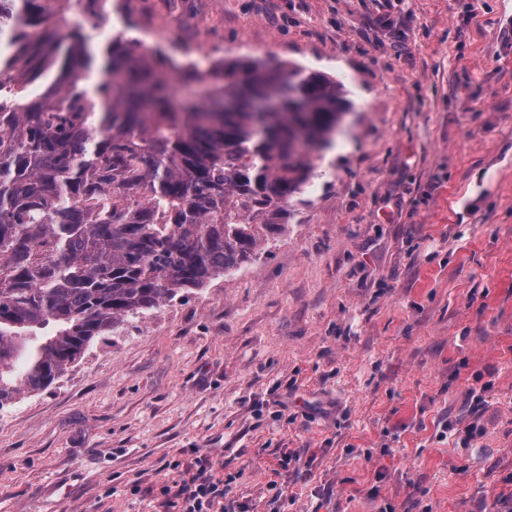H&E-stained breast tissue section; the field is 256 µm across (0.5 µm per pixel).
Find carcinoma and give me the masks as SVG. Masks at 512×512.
I'll return each instance as SVG.
<instances>
[{
  "label": "carcinoma",
  "mask_w": 512,
  "mask_h": 512,
  "mask_svg": "<svg viewBox=\"0 0 512 512\" xmlns=\"http://www.w3.org/2000/svg\"><path fill=\"white\" fill-rule=\"evenodd\" d=\"M82 6L0 0V409L284 233L353 107L299 65L96 43Z\"/></svg>",
  "instance_id": "1"
}]
</instances>
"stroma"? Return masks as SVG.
<instances>
[{
  "mask_svg": "<svg viewBox=\"0 0 512 512\" xmlns=\"http://www.w3.org/2000/svg\"><path fill=\"white\" fill-rule=\"evenodd\" d=\"M130 46L342 82L286 232L0 410V512H155L223 462L248 512L512 504V0H138ZM485 388L473 407L467 391ZM299 467L271 474L276 460Z\"/></svg>",
  "mask_w": 512,
  "mask_h": 512,
  "instance_id": "1",
  "label": "stroma"
}]
</instances>
